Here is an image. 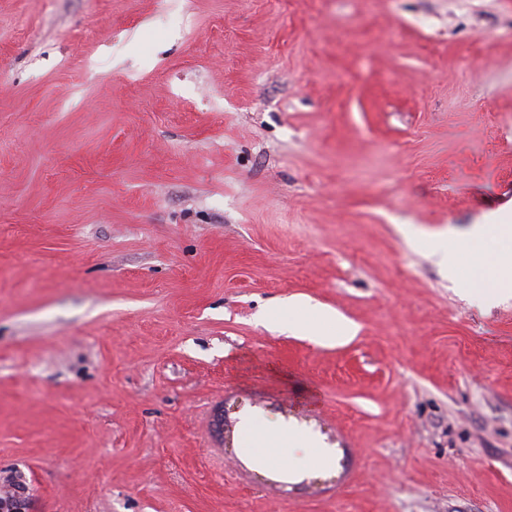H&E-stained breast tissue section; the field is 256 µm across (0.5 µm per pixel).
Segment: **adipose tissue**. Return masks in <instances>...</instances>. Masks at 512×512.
Masks as SVG:
<instances>
[{
	"instance_id": "adipose-tissue-1",
	"label": "adipose tissue",
	"mask_w": 512,
	"mask_h": 512,
	"mask_svg": "<svg viewBox=\"0 0 512 512\" xmlns=\"http://www.w3.org/2000/svg\"><path fill=\"white\" fill-rule=\"evenodd\" d=\"M431 255L447 268L475 298L490 302L512 294V225H477L467 244L451 245L446 233L430 234L426 240ZM292 312L305 335L324 341H341L354 333L351 323L334 311L306 301L288 303L286 310H271L267 326L280 328L284 312Z\"/></svg>"
}]
</instances>
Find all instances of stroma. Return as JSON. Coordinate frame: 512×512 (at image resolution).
Masks as SVG:
<instances>
[{"mask_svg":"<svg viewBox=\"0 0 512 512\" xmlns=\"http://www.w3.org/2000/svg\"><path fill=\"white\" fill-rule=\"evenodd\" d=\"M492 223L512 0H0V482L28 512H512V299L417 240ZM295 299L355 335L262 323ZM255 424L307 445L269 465Z\"/></svg>","mask_w":512,"mask_h":512,"instance_id":"obj_1","label":"stroma"}]
</instances>
